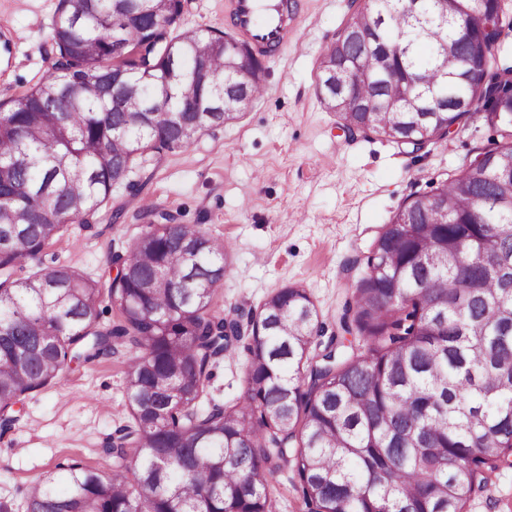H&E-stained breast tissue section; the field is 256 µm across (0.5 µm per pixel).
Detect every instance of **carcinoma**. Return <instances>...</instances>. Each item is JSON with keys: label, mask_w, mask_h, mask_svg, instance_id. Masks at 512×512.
Listing matches in <instances>:
<instances>
[{"label": "carcinoma", "mask_w": 512, "mask_h": 512, "mask_svg": "<svg viewBox=\"0 0 512 512\" xmlns=\"http://www.w3.org/2000/svg\"><path fill=\"white\" fill-rule=\"evenodd\" d=\"M58 0L54 56L0 112V430L14 405L63 368L115 346L129 353L130 424L102 452L116 470L58 463L27 512H271L269 483L291 466L305 512H466L484 473L512 463V63L498 0H375L322 58L351 137L420 142L474 119L492 148L461 174L410 194L364 257L339 316L363 351L322 352L308 291L288 286L224 335L214 286L227 250L199 224L147 230L109 264L119 314L100 324V281L70 268L23 275L63 227L96 221L149 153L195 141L176 126L199 105H253L266 67L222 31L172 35L180 0ZM232 59L244 86L222 79ZM399 100L387 110L383 104ZM242 348L233 405L199 409L217 362Z\"/></svg>", "instance_id": "cac0c4a2"}]
</instances>
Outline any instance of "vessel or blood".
<instances>
[{"mask_svg":"<svg viewBox=\"0 0 512 512\" xmlns=\"http://www.w3.org/2000/svg\"><path fill=\"white\" fill-rule=\"evenodd\" d=\"M235 36L256 55L269 57L288 41L294 0H227Z\"/></svg>","mask_w":512,"mask_h":512,"instance_id":"obj_1","label":"vessel or blood"}]
</instances>
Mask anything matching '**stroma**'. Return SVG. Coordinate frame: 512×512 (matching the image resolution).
Segmentation results:
<instances>
[{"label":"stroma","mask_w":512,"mask_h":512,"mask_svg":"<svg viewBox=\"0 0 512 512\" xmlns=\"http://www.w3.org/2000/svg\"><path fill=\"white\" fill-rule=\"evenodd\" d=\"M57 0H0L13 52L0 48V108L35 86L49 68ZM293 43L265 60L266 93L235 123L191 147L150 156L135 168V189L114 188L97 223L66 225L27 273L68 266L108 282L109 259L143 231L144 204L201 224L232 241L213 308L230 316L259 307L276 290L307 288L321 320L333 322L345 294L363 277L361 259L383 224L414 192L457 175L480 149L487 128L466 125L410 153L378 137L349 139L317 92L320 57L345 21L351 0H301ZM225 0H185L179 30L227 31ZM126 350L65 369L26 393L19 419L0 435V501L24 512L38 479L67 458L110 471L105 438L130 421ZM246 377L244 356L225 359L206 391L232 404ZM467 512H512V467L488 472Z\"/></svg>","instance_id":"35a3bbf8"}]
</instances>
